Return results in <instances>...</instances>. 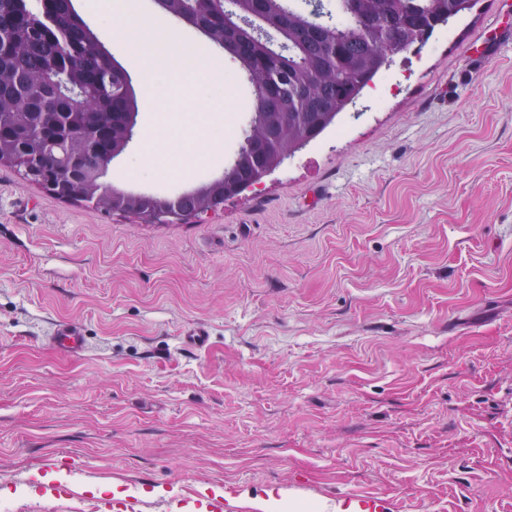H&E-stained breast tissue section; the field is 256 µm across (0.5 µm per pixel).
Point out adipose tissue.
Masks as SVG:
<instances>
[{
    "label": "adipose tissue",
    "mask_w": 512,
    "mask_h": 512,
    "mask_svg": "<svg viewBox=\"0 0 512 512\" xmlns=\"http://www.w3.org/2000/svg\"><path fill=\"white\" fill-rule=\"evenodd\" d=\"M103 8L111 14L113 25L124 35V46L140 64L141 89L151 112L176 104L186 112H221L223 103L207 99V86L220 80L203 60L188 56L177 47L173 31L153 23L143 32L142 21L132 0H103ZM203 155L202 145L193 129L178 131L166 142L147 139L144 160L151 166L177 165L190 167Z\"/></svg>",
    "instance_id": "1"
}]
</instances>
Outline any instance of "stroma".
Instances as JSON below:
<instances>
[{
  "instance_id": "obj_1",
  "label": "stroma",
  "mask_w": 512,
  "mask_h": 512,
  "mask_svg": "<svg viewBox=\"0 0 512 512\" xmlns=\"http://www.w3.org/2000/svg\"><path fill=\"white\" fill-rule=\"evenodd\" d=\"M137 77L111 19L74 0ZM512 0H478L394 55L341 114L201 221L136 224L0 166V506L56 512L36 487H112L206 512H512V45L479 61ZM213 99L252 86L228 56ZM141 112L106 177L170 197L234 156L201 113L204 159L149 168L177 132ZM79 325L85 350L47 344ZM205 345L190 341L194 329Z\"/></svg>"
}]
</instances>
